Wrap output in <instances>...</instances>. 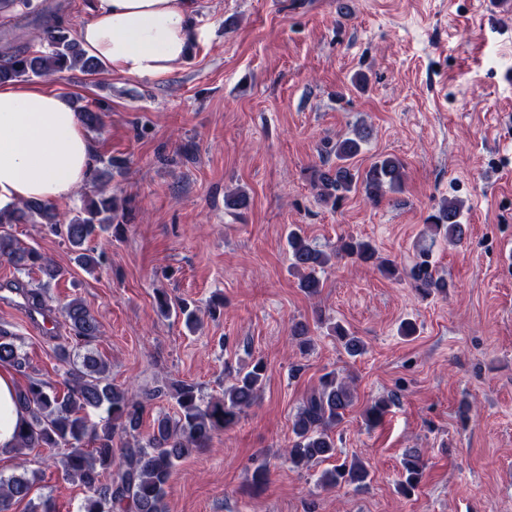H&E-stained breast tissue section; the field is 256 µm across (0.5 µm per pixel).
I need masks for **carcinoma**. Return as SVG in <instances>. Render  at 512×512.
Listing matches in <instances>:
<instances>
[{
	"label": "carcinoma",
	"mask_w": 512,
	"mask_h": 512,
	"mask_svg": "<svg viewBox=\"0 0 512 512\" xmlns=\"http://www.w3.org/2000/svg\"><path fill=\"white\" fill-rule=\"evenodd\" d=\"M34 8V0H0V19L18 9ZM78 70L87 75L100 72L98 63L88 57L69 26L55 20L29 47L7 46L0 49V83L45 78ZM368 132L362 129L352 137L330 142L322 164L311 168L310 181L317 201L336 209L352 194H361L378 203L387 194L402 190L404 164L395 156H381L369 167L353 164ZM463 202L445 199L436 212L425 219L424 235L436 242L458 244L466 236L467 227L460 222ZM119 205L112 194L100 192L82 198L74 216L63 224L53 204L27 200L4 211L2 224H44L55 235L68 242L76 264L88 273L102 264V254L92 242L112 229ZM291 269L302 273L300 287L316 295L320 288L318 272L331 258L345 257L354 263L373 264L386 276L406 278L413 288L427 298L446 295L450 284L430 260L429 251L420 252L418 260L403 271L390 259L380 256L368 239L353 235L340 237L332 252L313 246L299 226L288 232ZM0 258L22 273L41 272L51 281L57 268L36 249L22 247L8 234L0 233ZM162 316L174 314L186 327L198 324V308L186 301H173L162 294L157 297ZM61 313L70 327L72 348H61L59 356L67 364L66 393L59 394L49 382L28 375V361L22 346L10 331L0 328V366H10L27 377L26 386L17 391L20 408L27 414L25 427L18 431L17 449L66 448L54 460L56 468L72 481L80 483L86 497L79 512H165L167 487L178 462L194 451L208 447L215 434L236 426L248 409L255 405L266 380L263 360L236 372L222 396L206 400L199 387L183 381L163 384L152 389L132 392L120 388L109 378V366L90 346L99 336V323L86 304L74 298ZM351 357L364 353V343L344 325L330 327ZM168 397L176 405L175 417L163 415L155 421L153 431L143 442L127 445L116 452L114 439L118 432L140 433L143 414L153 401ZM351 385L338 378L336 372L321 376L319 386L306 398L293 422L294 438L287 450L288 462L303 468L316 461L335 456L333 429L354 404ZM392 400L379 398L362 411L367 426L380 424ZM99 415L91 421L90 414ZM92 447H83L84 441ZM37 474L0 479V512H11L15 502L29 497ZM422 479L420 457L403 462L398 490L410 497ZM372 480L371 471L361 462H342L325 470L319 481L328 487L364 486Z\"/></svg>",
	"instance_id": "obj_1"
}]
</instances>
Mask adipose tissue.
<instances>
[{
	"label": "adipose tissue",
	"instance_id": "ef3b65f1",
	"mask_svg": "<svg viewBox=\"0 0 512 512\" xmlns=\"http://www.w3.org/2000/svg\"><path fill=\"white\" fill-rule=\"evenodd\" d=\"M78 31L87 55L107 73L157 77L186 62L201 38L194 0H91ZM95 147L79 112L41 85H0V209L53 201L85 184ZM16 376L0 367V454L12 451L25 419Z\"/></svg>",
	"mask_w": 512,
	"mask_h": 512
}]
</instances>
